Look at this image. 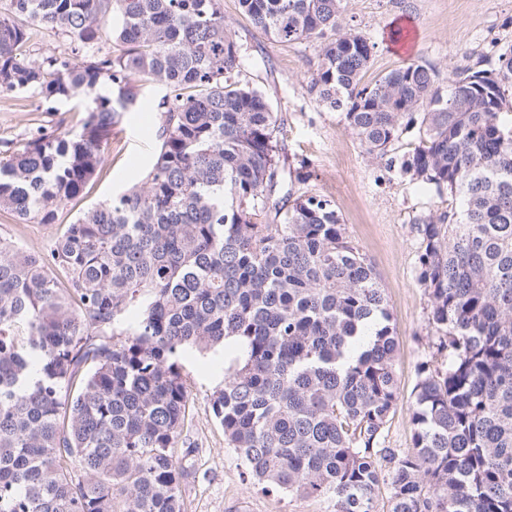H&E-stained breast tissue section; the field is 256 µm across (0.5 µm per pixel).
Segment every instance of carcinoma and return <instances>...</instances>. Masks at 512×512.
<instances>
[{"instance_id": "cac0c4a2", "label": "carcinoma", "mask_w": 512, "mask_h": 512, "mask_svg": "<svg viewBox=\"0 0 512 512\" xmlns=\"http://www.w3.org/2000/svg\"><path fill=\"white\" fill-rule=\"evenodd\" d=\"M238 3L276 42L320 41L307 90L367 154L461 199L417 225L448 364H416L411 447L384 446L400 387L379 277L330 200L276 197L280 118L239 80L220 0H6L0 95L84 117L3 151L0 213L55 223L141 83L166 94L141 185L47 255L0 237V512H185L179 361L227 347L211 407L257 481L332 512H378L385 482L390 512H512V44L446 89L415 61L366 83L375 44L344 31L343 0ZM36 28L68 48L28 58Z\"/></svg>"}]
</instances>
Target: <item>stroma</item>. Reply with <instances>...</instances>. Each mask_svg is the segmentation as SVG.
<instances>
[{
    "mask_svg": "<svg viewBox=\"0 0 512 512\" xmlns=\"http://www.w3.org/2000/svg\"><path fill=\"white\" fill-rule=\"evenodd\" d=\"M221 7L225 24L243 48L241 80L263 90L283 122L279 141L286 166L296 171L305 162L312 173L303 182L289 179L288 190L296 196L331 199L349 240L378 274L397 339L395 371L401 392L385 444L408 448L415 365L430 352L434 340L428 326V299L415 276L417 226L447 210L448 198L386 169L366 153L339 113L308 95L305 84L319 41L275 42L241 13L238 0H221ZM344 15L349 26L375 45L365 76L369 82L410 59L431 67L444 86L449 74L467 65L471 57L490 53L493 44L512 43V0H344ZM403 21L411 24L416 36L406 57L389 40L390 31ZM163 94L153 85L143 88L139 105L123 113L114 127L102 168L82 195L59 213L55 225L20 224L0 215V236L22 249L48 253L59 226L141 183L159 147V114L154 105ZM81 119L69 102L48 112L34 99L0 97V144L17 147L30 127L75 129ZM181 364L191 395L183 443L198 451L197 477L182 487L187 512H331L326 499L266 489L249 476L237 451L228 447L210 402L224 381L223 354L191 352Z\"/></svg>",
    "mask_w": 512,
    "mask_h": 512,
    "instance_id": "stroma-1",
    "label": "stroma"
}]
</instances>
